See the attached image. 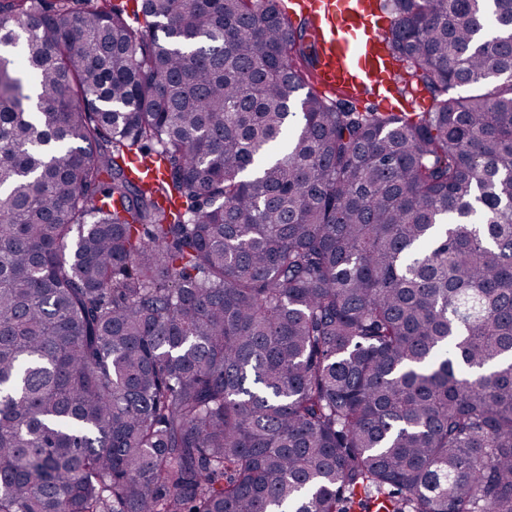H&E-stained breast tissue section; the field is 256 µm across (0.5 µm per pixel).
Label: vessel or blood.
<instances>
[{"instance_id":"obj_1","label":"vessel or blood","mask_w":512,"mask_h":512,"mask_svg":"<svg viewBox=\"0 0 512 512\" xmlns=\"http://www.w3.org/2000/svg\"><path fill=\"white\" fill-rule=\"evenodd\" d=\"M284 13L310 21L308 34L321 54L317 88L352 98L390 93L396 72L380 39L390 20L378 0H289Z\"/></svg>"}]
</instances>
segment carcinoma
I'll use <instances>...</instances> for the list:
<instances>
[{
	"label": "carcinoma",
	"instance_id": "cac0c4a2",
	"mask_svg": "<svg viewBox=\"0 0 512 512\" xmlns=\"http://www.w3.org/2000/svg\"><path fill=\"white\" fill-rule=\"evenodd\" d=\"M78 2L0 0V512H512V0H384L433 112Z\"/></svg>",
	"mask_w": 512,
	"mask_h": 512
}]
</instances>
